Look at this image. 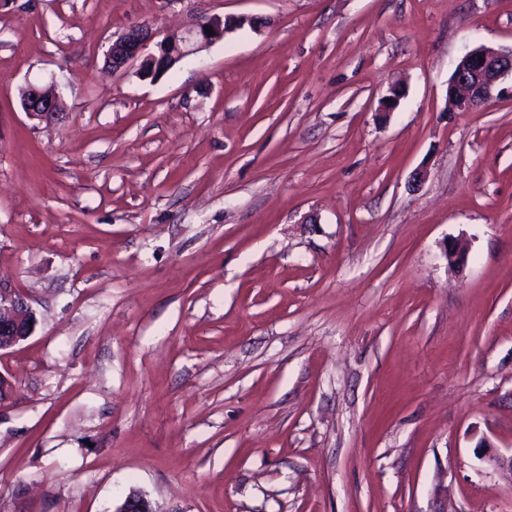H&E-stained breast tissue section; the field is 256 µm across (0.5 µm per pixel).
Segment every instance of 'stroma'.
Listing matches in <instances>:
<instances>
[{
    "label": "stroma",
    "mask_w": 512,
    "mask_h": 512,
    "mask_svg": "<svg viewBox=\"0 0 512 512\" xmlns=\"http://www.w3.org/2000/svg\"><path fill=\"white\" fill-rule=\"evenodd\" d=\"M201 13L264 24L105 71ZM480 44L512 0H0V291L37 319L0 512H512L475 454L512 453V98L446 107ZM250 20H255V17L219 18L205 14L199 16L181 36L165 35L159 30L133 25L112 40L105 61L112 71L125 70L139 63L140 76L154 80L173 69L184 57L224 39L228 32L248 25ZM206 26H211L215 35L209 36ZM55 83L48 88H31L22 99L21 106L24 112L34 120L51 123L61 113L59 96L54 92Z\"/></svg>",
    "instance_id": "1"
}]
</instances>
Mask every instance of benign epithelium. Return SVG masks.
<instances>
[{
	"label": "benign epithelium",
	"mask_w": 512,
	"mask_h": 512,
	"mask_svg": "<svg viewBox=\"0 0 512 512\" xmlns=\"http://www.w3.org/2000/svg\"><path fill=\"white\" fill-rule=\"evenodd\" d=\"M250 16L224 17L202 15L182 35L170 36L159 30L133 25L112 40L106 53V63L114 71L139 64L143 78L157 79L175 67L184 57L200 48L224 39L225 35L245 26ZM211 27L215 35L206 33ZM55 84L47 88H31L23 97L21 106L32 119L51 123L61 113ZM512 96V48L494 51L475 47L456 63L448 81V107L454 112H470L504 95ZM448 264L463 267L468 253L459 242H452L444 250ZM36 316L22 292L5 295L0 292V352L9 350L27 340L35 330ZM476 454L493 469L512 472V454L503 455L491 450V444L482 439ZM115 512H155L148 498L138 492L119 505Z\"/></svg>",
	"instance_id": "1"
}]
</instances>
